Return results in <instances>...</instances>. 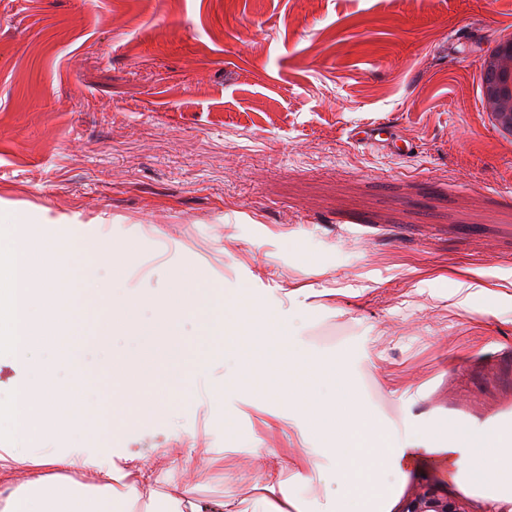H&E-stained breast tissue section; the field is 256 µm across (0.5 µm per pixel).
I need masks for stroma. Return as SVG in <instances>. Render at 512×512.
Returning a JSON list of instances; mask_svg holds the SVG:
<instances>
[{
  "label": "stroma",
  "mask_w": 512,
  "mask_h": 512,
  "mask_svg": "<svg viewBox=\"0 0 512 512\" xmlns=\"http://www.w3.org/2000/svg\"><path fill=\"white\" fill-rule=\"evenodd\" d=\"M512 39V0H0V228L56 223L77 243L135 252L131 288L150 295L200 274L210 294L252 288L281 310L311 288L304 340L320 359L360 355L356 383L381 428L512 411V138L483 106L478 59ZM416 144L398 157L353 144L373 121ZM66 329L88 382L111 355L159 349L151 331L94 334L83 280L112 269L76 251ZM480 280L462 306L455 283ZM121 436L92 415L39 451L182 455L208 448L202 497L253 507L266 451L300 447L268 431L279 406L236 403L232 431L207 392ZM461 489L436 455L408 469Z\"/></svg>",
  "instance_id": "35a3bbf8"
}]
</instances>
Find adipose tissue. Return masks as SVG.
<instances>
[{"label": "adipose tissue", "instance_id": "1", "mask_svg": "<svg viewBox=\"0 0 512 512\" xmlns=\"http://www.w3.org/2000/svg\"><path fill=\"white\" fill-rule=\"evenodd\" d=\"M39 247L64 257L76 244L57 237L39 246L26 225L15 228L9 269L13 286L0 334L16 346L22 361L29 358L32 336L54 337L72 306L73 274L64 261L35 282L31 266ZM92 295L104 305L96 335L108 336L117 328L141 333V291L117 296L110 285L99 283ZM161 307L163 356L151 362L113 361L112 407L106 413L113 434L159 416L170 395H192L208 359L190 352L177 327L182 316L195 315L204 334L219 338L221 352L234 361L211 390L213 404H223L232 394L246 402L282 406L289 422L323 442L293 456L271 453L268 469L255 484L259 512H392L400 494L397 478L417 449L447 453L452 480L483 501L488 512H512V420L490 432L453 421L414 422L384 435L353 380L358 357L340 352L329 363L318 359L298 339L287 315L255 291L242 288L231 298H220L209 295L200 277L179 276ZM75 342L74 335H67L55 361L35 364L33 378L20 386L14 401L0 403V418L9 420L17 441L16 447L0 448V512H240L236 498L197 495L193 475L207 459L204 448L186 460L181 478L164 494L157 490V457L137 456L119 465L108 450L31 451V444L48 432L80 426L91 411L77 395L84 371ZM60 364L69 367L70 381L57 377ZM326 382L333 387L328 398L319 393ZM328 474L335 475L339 490L313 506L300 490Z\"/></svg>", "mask_w": 512, "mask_h": 512}]
</instances>
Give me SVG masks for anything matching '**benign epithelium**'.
Here are the masks:
<instances>
[{
  "instance_id": "1",
  "label": "benign epithelium",
  "mask_w": 512,
  "mask_h": 512,
  "mask_svg": "<svg viewBox=\"0 0 512 512\" xmlns=\"http://www.w3.org/2000/svg\"><path fill=\"white\" fill-rule=\"evenodd\" d=\"M484 74L483 102L497 125L512 133V40L499 44L478 59ZM399 512H469L466 500L450 497L434 483L419 485Z\"/></svg>"
}]
</instances>
